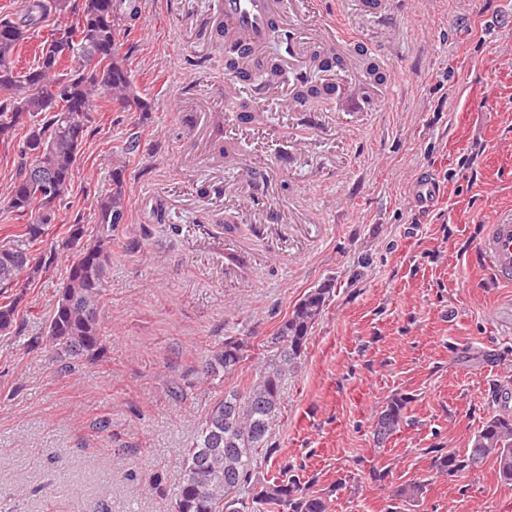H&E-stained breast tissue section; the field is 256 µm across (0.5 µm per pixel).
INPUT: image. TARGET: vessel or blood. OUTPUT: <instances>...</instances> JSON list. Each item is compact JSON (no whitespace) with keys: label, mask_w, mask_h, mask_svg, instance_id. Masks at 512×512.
I'll use <instances>...</instances> for the list:
<instances>
[{"label":"vessel or blood","mask_w":512,"mask_h":512,"mask_svg":"<svg viewBox=\"0 0 512 512\" xmlns=\"http://www.w3.org/2000/svg\"><path fill=\"white\" fill-rule=\"evenodd\" d=\"M222 18L229 39L240 41L245 69L257 73L264 59L273 30L287 32L289 17L302 10V0H222ZM441 186L434 178L422 175L412 184L416 205L429 208L439 200ZM477 254L497 281H512V217L488 224L477 246Z\"/></svg>","instance_id":"vessel-or-blood-1"}]
</instances>
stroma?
<instances>
[{
	"label": "stroma",
	"mask_w": 512,
	"mask_h": 512,
	"mask_svg": "<svg viewBox=\"0 0 512 512\" xmlns=\"http://www.w3.org/2000/svg\"><path fill=\"white\" fill-rule=\"evenodd\" d=\"M140 5L129 68L149 109L94 112L43 270L23 290L16 332L0 335V512H168L205 411L221 389L259 378L262 341L326 283L283 382L277 452L255 476L292 465L329 512H386L409 480L426 492L401 512H512L493 463L460 478L431 467L432 449L464 452L492 411L512 415L500 403L512 393V286L474 257L488 222L512 215V0H382L383 27L362 0H307L267 56L287 59L312 34L341 66L307 61L259 92L224 70L219 0ZM301 75L338 91L298 111ZM243 107L264 122H238ZM132 138L105 351L65 369L26 343L76 253L71 225L93 241L95 201ZM424 173L444 190L429 211L411 197ZM230 338L248 342V359L223 385L197 382ZM395 394L411 423L379 448L374 420Z\"/></svg>",
	"instance_id": "stroma-1"
}]
</instances>
